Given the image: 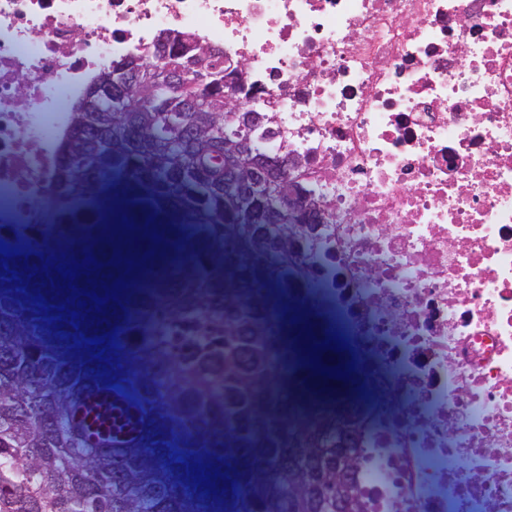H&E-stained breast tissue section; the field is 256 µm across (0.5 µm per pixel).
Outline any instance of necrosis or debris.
I'll use <instances>...</instances> for the list:
<instances>
[{
    "label": "necrosis or debris",
    "mask_w": 512,
    "mask_h": 512,
    "mask_svg": "<svg viewBox=\"0 0 512 512\" xmlns=\"http://www.w3.org/2000/svg\"><path fill=\"white\" fill-rule=\"evenodd\" d=\"M162 32L244 62L307 161L364 512H512V0H0L1 239L57 247L72 106Z\"/></svg>",
    "instance_id": "1"
}]
</instances>
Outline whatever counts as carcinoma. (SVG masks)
Masks as SVG:
<instances>
[{
  "label": "carcinoma",
  "instance_id": "1",
  "mask_svg": "<svg viewBox=\"0 0 512 512\" xmlns=\"http://www.w3.org/2000/svg\"><path fill=\"white\" fill-rule=\"evenodd\" d=\"M110 67L137 81L112 111L80 112L93 76L70 112L54 191L56 228L73 240L52 264L91 253L103 267L55 298L47 291L66 281L49 268L38 277L48 252L19 250L29 273L0 262V512H359L343 461H361L362 430L339 433L336 401L306 388L311 364L289 336L320 279L322 238L309 224L288 240L276 188L311 190L287 136L273 113L250 111L264 108L252 83L242 111H224L240 65L192 36ZM114 203L134 229L103 232L97 216L112 221ZM116 252L137 266L110 264ZM120 277L125 298L96 314L103 324L86 321L79 289L102 297ZM99 388L140 406L136 442L95 446L72 424L75 403ZM294 472L304 489L291 498Z\"/></svg>",
  "mask_w": 512,
  "mask_h": 512
}]
</instances>
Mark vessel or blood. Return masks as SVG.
Instances as JSON below:
<instances>
[{"mask_svg":"<svg viewBox=\"0 0 512 512\" xmlns=\"http://www.w3.org/2000/svg\"><path fill=\"white\" fill-rule=\"evenodd\" d=\"M74 418L90 438L117 448L135 441L142 428L137 404L108 390L86 398L76 409Z\"/></svg>","mask_w":512,"mask_h":512,"instance_id":"obj_1","label":"vessel or blood"}]
</instances>
